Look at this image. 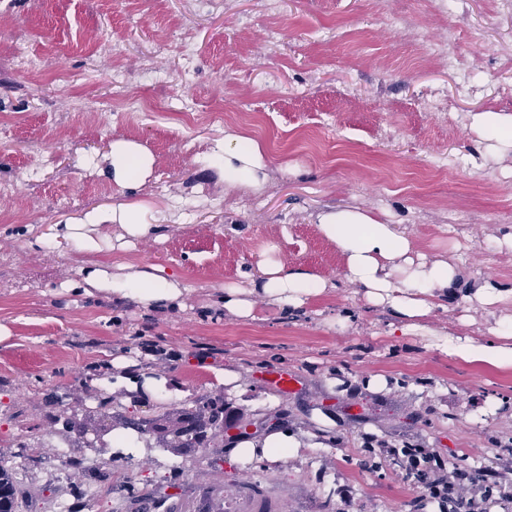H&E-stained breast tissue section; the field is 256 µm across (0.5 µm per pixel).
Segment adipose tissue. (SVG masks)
I'll return each mask as SVG.
<instances>
[{
    "instance_id": "adipose-tissue-1",
    "label": "adipose tissue",
    "mask_w": 512,
    "mask_h": 512,
    "mask_svg": "<svg viewBox=\"0 0 512 512\" xmlns=\"http://www.w3.org/2000/svg\"><path fill=\"white\" fill-rule=\"evenodd\" d=\"M112 179L118 187L140 183L152 171L154 157L134 141L113 140ZM207 161L221 172L228 188H264L269 166L261 144L240 133H226L224 141L209 154ZM118 224L126 235L141 238L150 227L137 210L112 207L86 212L81 224ZM319 232L335 245L346 266V278L366 301L399 318L403 332L430 337L434 346L449 357L468 364L496 369L512 368V316L500 317L491 340L460 337L430 328L426 320L448 298V290L458 278L456 265L445 259L413 258L410 240L396 225L387 224L372 212L357 207H341L316 216ZM90 279L98 290L117 299L162 309L180 306L186 287L180 281L141 270L125 276L107 277L92 272ZM330 281L318 272L270 259L260 266L259 277L246 285L224 290V309L236 319L252 318L257 301L293 313L311 298L327 294ZM299 441L279 430L259 440H244L231 450V458L247 464L256 458L288 462L298 455Z\"/></svg>"
}]
</instances>
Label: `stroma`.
<instances>
[{"instance_id": "stroma-1", "label": "stroma", "mask_w": 512, "mask_h": 512, "mask_svg": "<svg viewBox=\"0 0 512 512\" xmlns=\"http://www.w3.org/2000/svg\"><path fill=\"white\" fill-rule=\"evenodd\" d=\"M196 49L186 67L172 41ZM25 34L50 70H17L7 52ZM453 35L457 69L423 44ZM111 43L112 54L92 55ZM134 94L148 113L119 112ZM512 115V7L502 0H0V462L16 468L27 512H144L150 501H195L214 481L251 479L287 496L288 512H418L421 488L399 459L371 466L365 441L411 442L443 460L512 481V369L471 365L402 333L346 279L316 214L354 206L397 225L416 254L452 260L459 285L512 290V150L490 148L474 117ZM230 131L271 160L260 191H225L203 159ZM154 155L122 189L111 144ZM133 207L156 224L140 239L89 224L99 244L66 238L94 207ZM319 270L334 287L291 315L258 303L224 313V289L265 259ZM152 266L187 287L180 308L118 302L87 287L93 270ZM512 303L449 297L429 318L456 336L490 337ZM238 373L240 394L217 378ZM294 374L292 393L270 386ZM165 380L168 394L133 403L127 376ZM112 394L113 425L160 408L224 398L250 439L280 427L303 443L288 464L242 466L228 448L159 447L137 456L75 448L94 468L59 479L53 446L70 435L49 418L90 424L86 388Z\"/></svg>"}]
</instances>
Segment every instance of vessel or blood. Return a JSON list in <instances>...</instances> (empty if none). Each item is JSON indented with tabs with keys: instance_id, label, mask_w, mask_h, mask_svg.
I'll use <instances>...</instances> for the list:
<instances>
[{
	"instance_id": "b4317fda",
	"label": "vessel or blood",
	"mask_w": 512,
	"mask_h": 512,
	"mask_svg": "<svg viewBox=\"0 0 512 512\" xmlns=\"http://www.w3.org/2000/svg\"><path fill=\"white\" fill-rule=\"evenodd\" d=\"M284 497L270 494L255 482L214 483L201 512H286Z\"/></svg>"
}]
</instances>
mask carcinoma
Listing matches in <instances>:
<instances>
[{
    "instance_id": "obj_1",
    "label": "carcinoma",
    "mask_w": 512,
    "mask_h": 512,
    "mask_svg": "<svg viewBox=\"0 0 512 512\" xmlns=\"http://www.w3.org/2000/svg\"><path fill=\"white\" fill-rule=\"evenodd\" d=\"M96 405L88 409L100 418L99 432H112V397L101 392L93 395ZM197 415V438L187 439L182 435V425L190 412ZM224 397H202L195 400L191 408L176 411H165L154 418L141 422H129L131 430L138 434L152 433L157 435L158 443L166 448H222L224 447ZM173 435V441L166 442L165 437ZM0 512H16V485L12 473L0 467Z\"/></svg>"
}]
</instances>
